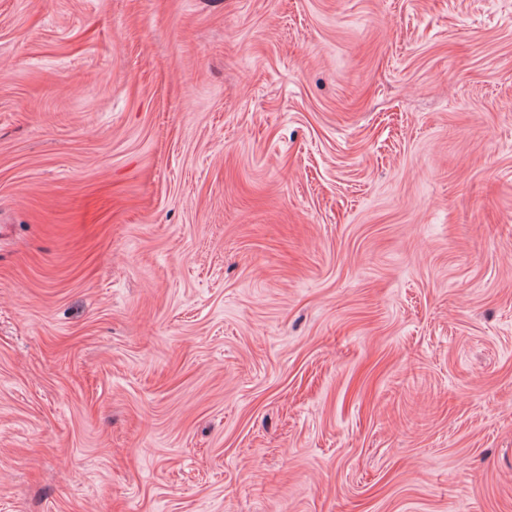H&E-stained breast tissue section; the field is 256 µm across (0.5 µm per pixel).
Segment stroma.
Here are the masks:
<instances>
[{
    "instance_id": "1",
    "label": "stroma",
    "mask_w": 512,
    "mask_h": 512,
    "mask_svg": "<svg viewBox=\"0 0 512 512\" xmlns=\"http://www.w3.org/2000/svg\"><path fill=\"white\" fill-rule=\"evenodd\" d=\"M0 512H512V0H0Z\"/></svg>"
}]
</instances>
